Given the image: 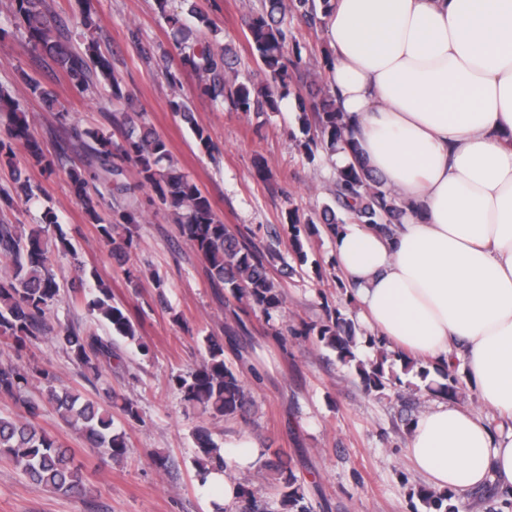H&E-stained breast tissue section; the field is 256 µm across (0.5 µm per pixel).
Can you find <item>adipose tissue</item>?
I'll return each mask as SVG.
<instances>
[{
  "mask_svg": "<svg viewBox=\"0 0 512 512\" xmlns=\"http://www.w3.org/2000/svg\"><path fill=\"white\" fill-rule=\"evenodd\" d=\"M329 84L360 153L405 206L392 234L333 232V258L390 352L464 358L497 427L455 401L406 442L414 469L456 494H512V0H332Z\"/></svg>",
  "mask_w": 512,
  "mask_h": 512,
  "instance_id": "adipose-tissue-1",
  "label": "adipose tissue"
}]
</instances>
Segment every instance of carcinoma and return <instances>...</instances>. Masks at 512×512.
I'll return each mask as SVG.
<instances>
[{
    "instance_id": "1",
    "label": "carcinoma",
    "mask_w": 512,
    "mask_h": 512,
    "mask_svg": "<svg viewBox=\"0 0 512 512\" xmlns=\"http://www.w3.org/2000/svg\"><path fill=\"white\" fill-rule=\"evenodd\" d=\"M329 0H263L261 9L249 16L248 41L253 55L261 62L269 81L258 88L240 77L237 56L229 45L213 48L210 44L192 41L195 27L209 25L208 18L195 5L187 15L168 10V0H157L161 17L172 30L175 48L179 51L181 67L199 77L200 96L212 102L228 103L237 112H277L281 103L293 97L298 112L295 120L304 134L300 146L310 159H315L318 148L334 153L348 149L358 153L353 129L345 113L337 105L336 95L328 88L302 89L293 81V74L302 64V47L292 41L287 26L288 16H299L309 26L321 23ZM79 38L82 48L71 45L73 31L48 12L46 0H15L11 26H0V41L23 35L34 52L48 56L67 73L77 89L97 85L110 91L111 99L120 103L129 93L112 69L111 60L100 49L94 32L97 21L86 4H80ZM30 95L42 100L46 109L55 110L56 99L46 87L34 78L27 79ZM173 112L187 123L205 149H211L208 135L194 121L193 113L180 99L170 101ZM6 115L8 125L0 134V157L11 158L14 146L26 150L28 163L46 173H53L61 155L71 143L80 142L92 156L87 168L69 170V180L87 217L98 225L101 237L112 244V256L124 257L135 249L132 234L116 241L114 232L125 224L141 223L136 206L129 204L115 219H106V196H123L131 191L124 181L127 167H132L138 186L152 189L160 208L178 224L180 234L206 262L210 278L224 285L231 294L246 299L267 319L284 312L285 298L279 283L271 275L274 255L252 249L226 224L221 222L208 196L172 162L165 140L145 123H131L120 142L102 130L82 129L67 123L66 113L58 111L61 123L69 124L67 136L62 139L61 151L54 156L43 153L31 136L30 124L18 112L12 95L0 88V115ZM331 203L310 214L288 209L287 223L292 234V249L297 259L306 260L304 240L318 233L317 225L332 229L345 220L359 224H376L385 230L401 222L402 207L396 194L384 187L372 174L368 163L335 169L330 187ZM33 197L28 179L17 171L14 186L0 189V204L11 206L19 198ZM54 216L45 215V224L20 228L0 224V257L9 260L0 270V339L8 340L16 350L47 332L46 312L58 301L60 288L53 272V250L48 232ZM61 249L74 258L78 270L74 284L88 295L87 305L96 312L112 334L137 343L144 351L148 345L138 334L131 316L123 307L112 302L111 288L97 273H85L77 260V251L62 229H57ZM360 332L359 325L346 317L339 307L326 308L325 318L309 326L307 334L318 336L319 342L332 348L344 363L355 362V371L364 390L382 393L396 387L393 374L386 369L389 354L368 361H356L352 347ZM55 340L69 358L87 372L100 376V365L114 356L112 338L82 334L66 328L55 334ZM208 358L187 376H177L175 382L185 400L214 416L234 419L243 413L250 397L238 374L224 361V346L211 337L205 338ZM445 382L433 392L455 398L461 390L458 377L444 373ZM56 374L48 368L23 365L11 360H0V395L12 399L20 409L14 417L0 415V457L11 460L34 484L51 492L79 494L85 489L82 467L62 449V445L47 431L36 425L45 407H52L70 426L79 429L91 447L101 455L119 460L127 453L125 432L114 426L112 414L101 404L82 399L81 395L57 386ZM197 466L200 482H205L209 470L228 469L224 450L211 438L208 431L196 434ZM276 473L273 488L279 497L278 512H313L303 485L293 470L280 465H269ZM419 497L433 512H456L452 493H437L428 488L419 491ZM239 512H271L269 501L258 497L249 488L241 487Z\"/></svg>"
}]
</instances>
